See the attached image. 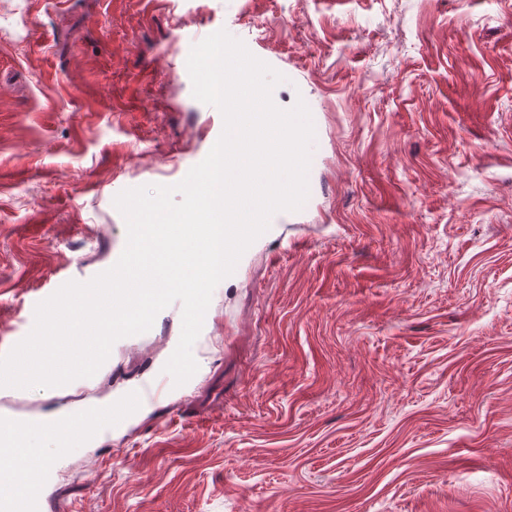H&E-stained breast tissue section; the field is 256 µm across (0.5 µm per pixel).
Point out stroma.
I'll return each mask as SVG.
<instances>
[{"label":"stroma","mask_w":512,"mask_h":512,"mask_svg":"<svg viewBox=\"0 0 512 512\" xmlns=\"http://www.w3.org/2000/svg\"><path fill=\"white\" fill-rule=\"evenodd\" d=\"M221 29L311 112L304 207L215 288L192 385L176 302L0 416L171 388L89 445L32 436L72 512H512V0H0V355L59 270L124 251L118 193L221 135L186 56Z\"/></svg>","instance_id":"35a3bbf8"}]
</instances>
